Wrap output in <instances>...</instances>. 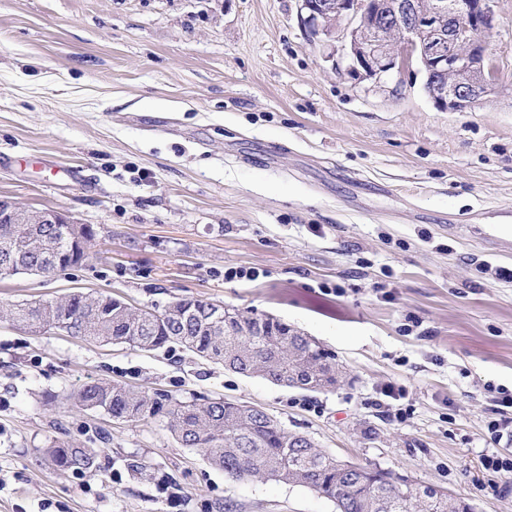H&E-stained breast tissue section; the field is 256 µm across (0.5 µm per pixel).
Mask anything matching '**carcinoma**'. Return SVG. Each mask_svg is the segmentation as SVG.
Returning <instances> with one entry per match:
<instances>
[{
	"label": "carcinoma",
	"mask_w": 512,
	"mask_h": 512,
	"mask_svg": "<svg viewBox=\"0 0 512 512\" xmlns=\"http://www.w3.org/2000/svg\"><path fill=\"white\" fill-rule=\"evenodd\" d=\"M95 231L89 224H0V276L51 273L85 258ZM217 305L199 299H177L164 309L133 308L108 295L75 291L53 300H33L10 310L12 319L32 334L60 329L74 337L125 344L142 351L174 345L200 358L224 362L246 377L273 382L287 368L310 391L336 386L335 357L312 337L275 318L227 311L213 320ZM79 411L103 412L116 419L164 413L176 441L198 448L207 461L236 480L267 478L308 488L333 501L336 512H429L432 506L410 497L389 508L379 506L391 473L349 465L322 453L305 435L289 432L264 411L224 400L203 404L174 402L137 392L107 380L83 386L71 397ZM60 471L81 473L94 464L82 443L57 437L44 449Z\"/></svg>",
	"instance_id": "1"
}]
</instances>
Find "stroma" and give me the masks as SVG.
<instances>
[{
	"label": "stroma",
	"instance_id": "stroma-1",
	"mask_svg": "<svg viewBox=\"0 0 512 512\" xmlns=\"http://www.w3.org/2000/svg\"><path fill=\"white\" fill-rule=\"evenodd\" d=\"M494 10L512 87V0ZM327 54L296 0H0V197L96 232L79 266L0 278V302L201 299L315 337L342 372L310 392L0 320V512H336L229 478L165 415L72 411L98 379L257 406L337 460L512 512V475L482 465L512 459L488 429L512 391V281L491 273L512 268V95L443 112L418 67L360 82ZM63 435L92 470L43 460Z\"/></svg>",
	"mask_w": 512,
	"mask_h": 512
}]
</instances>
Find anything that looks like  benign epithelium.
Listing matches in <instances>:
<instances>
[{"instance_id": "benign-epithelium-1", "label": "benign epithelium", "mask_w": 512, "mask_h": 512, "mask_svg": "<svg viewBox=\"0 0 512 512\" xmlns=\"http://www.w3.org/2000/svg\"><path fill=\"white\" fill-rule=\"evenodd\" d=\"M495 0H298L306 31L347 73L380 81L416 64L436 108L465 112L502 93L492 45ZM57 210L0 198V224H70Z\"/></svg>"}]
</instances>
